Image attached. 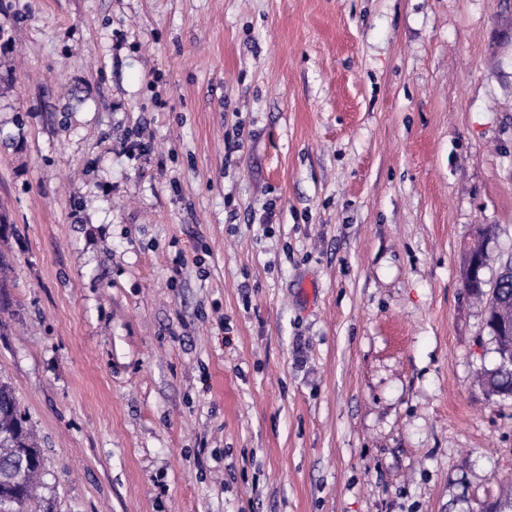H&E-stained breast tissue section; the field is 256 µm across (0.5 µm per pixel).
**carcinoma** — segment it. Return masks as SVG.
I'll return each mask as SVG.
<instances>
[{
  "instance_id": "obj_1",
  "label": "carcinoma",
  "mask_w": 512,
  "mask_h": 512,
  "mask_svg": "<svg viewBox=\"0 0 512 512\" xmlns=\"http://www.w3.org/2000/svg\"><path fill=\"white\" fill-rule=\"evenodd\" d=\"M489 334L500 357L512 356V334L501 333L489 320ZM483 391H493L500 400L512 398V373L493 369L480 372ZM42 470L40 449L34 446L27 417L6 382H0V512H27L36 494Z\"/></svg>"
}]
</instances>
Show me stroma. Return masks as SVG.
Returning <instances> with one entry per match:
<instances>
[{
    "label": "stroma",
    "mask_w": 512,
    "mask_h": 512,
    "mask_svg": "<svg viewBox=\"0 0 512 512\" xmlns=\"http://www.w3.org/2000/svg\"><path fill=\"white\" fill-rule=\"evenodd\" d=\"M0 224L36 512L512 498V0H0ZM486 327L489 334L497 344V350L500 355V361L503 357L510 355L512 357V335L508 331H503V335L498 331L494 324V317L489 320ZM483 370L480 372V383L483 391L488 398V391H494L500 400L512 398V373L510 371H495L494 369Z\"/></svg>",
    "instance_id": "35a3bbf8"
}]
</instances>
